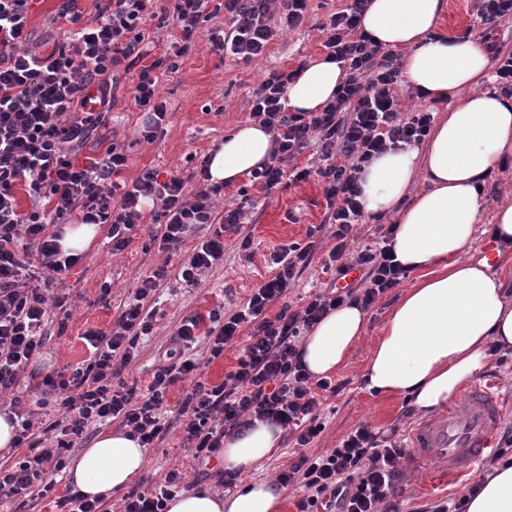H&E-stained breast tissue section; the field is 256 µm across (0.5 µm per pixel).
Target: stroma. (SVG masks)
Segmentation results:
<instances>
[{"mask_svg":"<svg viewBox=\"0 0 512 512\" xmlns=\"http://www.w3.org/2000/svg\"><path fill=\"white\" fill-rule=\"evenodd\" d=\"M349 0H308V19L298 29L280 34L263 60L247 64L211 51L206 33H199L195 49L183 58L178 73L163 77L161 96L167 102V134L154 143L140 136L143 115L135 111L125 89H118L112 119L98 128L80 147V157L97 154L100 140L118 139L126 148L128 166L124 180L136 178L143 169L153 168L161 175L184 177L195 168L196 157L208 155L223 142L227 133L244 123L250 105L249 89L257 87L266 73L283 67H296L323 55L325 35L317 27L327 13L344 9ZM477 0H448V9L439 22V32L461 37L481 38L492 30L504 52H512V19L503 18L487 27L477 11ZM252 203L244 209V232L250 233L252 245L242 250L236 235L224 238V262L207 272L198 287L188 288L170 282L160 300V318L152 336L139 341L136 358L128 368L129 380L146 386L154 366V351L164 344L171 327L187 314H207L221 307L235 311L247 301L251 291L271 274L272 255L282 246L307 243V230L320 225L325 210L323 189L318 181L282 186L265 191L260 186L248 189ZM512 202V158L507 159L485 181L484 206L474 242L467 254L474 259L484 256V244L490 241L491 226L499 206ZM152 225L142 224L130 234L126 247L112 252L106 234H99L82 260L70 271L66 287L73 311L66 330L57 325L46 329L47 345L38 367L46 374L61 368L83 366L90 353L84 334L90 329H107L119 315L124 303L137 286L138 276L153 267L178 265L181 254L166 255L151 240ZM314 258L299 275L288 293L291 303H298L307 293L325 289L331 277L323 273L321 260L332 248L329 234L319 233ZM396 293L382 296L368 311L364 337L353 348L348 362L331 377L343 384L340 394L324 393L326 429L312 444L319 452L336 447L359 423L366 422L381 431L393 433L395 440L407 442L411 430L423 420L422 414L404 416V397L377 396L368 392L361 374L369 349L388 316ZM482 379L496 383L504 408L501 429L512 428V350L503 358H490ZM192 472L191 458L183 449L182 434L173 428L162 447L149 450L145 477L164 475L172 467ZM406 481L399 499L402 512H424L443 498L465 496L480 475L487 470L479 463L461 479L449 480L444 465L430 460L405 462Z\"/></svg>","mask_w":512,"mask_h":512,"instance_id":"stroma-1","label":"stroma"}]
</instances>
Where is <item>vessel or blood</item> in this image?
Listing matches in <instances>:
<instances>
[{
	"label": "vessel or blood",
	"instance_id": "b4317fda",
	"mask_svg": "<svg viewBox=\"0 0 512 512\" xmlns=\"http://www.w3.org/2000/svg\"><path fill=\"white\" fill-rule=\"evenodd\" d=\"M502 416L494 384L475 381L459 401L417 425L409 436V457L424 461L434 456L447 461L449 473L465 474L491 448Z\"/></svg>",
	"mask_w": 512,
	"mask_h": 512
}]
</instances>
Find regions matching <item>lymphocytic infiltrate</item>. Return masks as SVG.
Masks as SVG:
<instances>
[{"mask_svg":"<svg viewBox=\"0 0 512 512\" xmlns=\"http://www.w3.org/2000/svg\"><path fill=\"white\" fill-rule=\"evenodd\" d=\"M30 0H0V394L11 393L18 420L14 447L27 454L0 466V497L44 498L54 494L64 451L79 447L97 424L117 421L130 428L142 447L153 448L172 427L167 396L185 384L178 413L185 448L204 461L218 457L225 437L261 420L295 438L296 459L277 480L303 492L302 512H399L398 491L404 449L382 437L380 429L359 424L337 447L319 454L308 447L325 429L321 392L339 386L313 379L302 362L300 338L326 314L346 303L370 309L407 278L389 245L350 250L349 237L364 216L358 185L374 157L428 136L433 108L404 112L397 90L402 82L398 57L383 52L362 27L368 0L329 15L323 43L327 59L342 63L345 77L334 99L318 112L289 111L286 90L299 69L273 70L252 89L249 118L272 132L269 162L254 169L251 184L269 190L310 177L320 181L326 200L323 223L333 227L335 245L324 268L335 278L365 272L359 285L329 287L293 306L286 297L298 274L310 264L313 243H292L272 255L274 274L255 288L242 309L211 311L208 317H183L158 354L147 386L124 380L140 337L149 335L157 311L148 300L174 279L199 285L202 275L223 264L224 235L242 228L240 209L217 211L221 186L212 184L208 160L194 173L196 190L187 193L177 176L161 177L149 168L132 181L120 180L127 162L123 144L107 143L93 157L78 158L90 133L107 125L124 76L132 78V99L146 115L140 132L152 143L167 133V105L159 99L161 73H174L195 46L200 28L210 24L212 52L252 62L262 58L277 31L306 19L307 0H288L277 12L275 0H96L95 13L83 21L78 0H61L52 22L62 28L49 53L23 47ZM227 16L228 25L218 22ZM172 30L168 44L152 36L148 21ZM317 147L318 163L285 169L287 161ZM32 200L21 209L18 187ZM105 224L113 250H122L140 224L159 226L158 246L183 252L176 269L160 266L142 274L130 301L113 327L88 331L92 348L86 366L61 370L32 386V393L53 397L60 418H41L24 408L17 390L20 373L42 355L44 328L54 315L70 318L69 295L62 285L78 264L62 254L60 225ZM193 248L184 243L192 233ZM275 317L267 312L273 304ZM249 334H242L243 324ZM207 338L211 358L227 343L243 338L242 353L223 381L208 384L193 349ZM177 469L152 486H136L123 497V512H165L175 494L192 490Z\"/></svg>","mask_w":512,"mask_h":512,"instance_id":"f902f5d3","label":"lymphocytic infiltrate"}]
</instances>
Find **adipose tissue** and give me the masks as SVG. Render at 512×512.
I'll return each mask as SVG.
<instances>
[{
	"label": "adipose tissue",
	"mask_w": 512,
	"mask_h": 512,
	"mask_svg": "<svg viewBox=\"0 0 512 512\" xmlns=\"http://www.w3.org/2000/svg\"><path fill=\"white\" fill-rule=\"evenodd\" d=\"M447 0H371L364 30L384 47L405 50L410 81L431 98L454 102L424 147L387 151L361 174L362 201L375 218L394 216L398 261L416 275L393 303L365 364L367 390L406 396L416 410L447 407L485 367L489 345L512 348V298L487 260L465 258L483 208L481 180L512 155V102L483 90L491 66L473 39L436 34ZM341 80L337 63L318 58L287 89L288 109L313 112ZM273 135L255 123L226 134L209 167L214 183L232 185L268 161ZM367 314L345 304L330 311L303 344L312 376L345 365L366 331ZM280 430L256 422L224 443L225 469L251 468L274 455ZM147 450L125 431L101 433L71 460L67 475L88 497L124 494L141 476ZM165 512H279L267 482L218 497L177 494ZM468 512H512V464L495 463Z\"/></svg>",
	"instance_id": "ef3b65f1"
}]
</instances>
